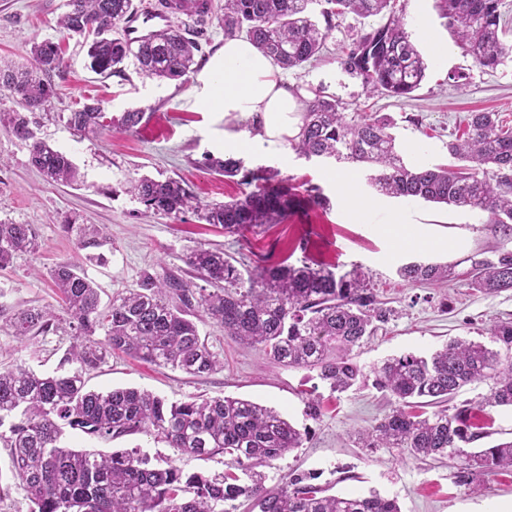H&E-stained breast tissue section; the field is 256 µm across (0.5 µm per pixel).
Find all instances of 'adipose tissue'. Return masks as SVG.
Segmentation results:
<instances>
[{"mask_svg": "<svg viewBox=\"0 0 512 512\" xmlns=\"http://www.w3.org/2000/svg\"><path fill=\"white\" fill-rule=\"evenodd\" d=\"M198 106L212 112L256 114L263 121L258 146L276 149L298 132L302 104L272 60L244 38L225 39L211 61Z\"/></svg>", "mask_w": 512, "mask_h": 512, "instance_id": "adipose-tissue-1", "label": "adipose tissue"}]
</instances>
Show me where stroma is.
<instances>
[{"mask_svg": "<svg viewBox=\"0 0 512 512\" xmlns=\"http://www.w3.org/2000/svg\"><path fill=\"white\" fill-rule=\"evenodd\" d=\"M66 2L0 0V68L26 63L33 43L49 39L62 47L63 64L52 76L55 95L46 109L33 114V128L39 138L66 152L79 172L77 184L71 186L46 182L31 164L30 142L0 123V222L34 224L39 229L37 251L18 256L10 268L0 271V300L10 311L59 305L47 271L62 261H80L81 252L59 229L66 216L76 214L81 223L104 226L112 239L107 264L85 267L105 302L133 287L146 269L189 276L183 258L200 244L224 249L238 259L255 252L276 260L281 256L276 241L281 238L295 246L291 263L332 264L343 271L360 266L378 298L396 311L384 330L353 349V360L365 368L391 356L432 353L458 336L487 342L485 328L490 322L512 318V290L488 294L459 279L408 285L397 275L400 266L413 261L447 263L463 272L471 260L492 257L499 236L487 216L381 195L368 185L363 167L335 169L300 158L287 145L275 151L236 149L247 167H268L293 177L295 183L318 185L331 200L329 209L290 213L247 242L200 223L191 213L173 218L147 210L126 192L131 181L145 175L183 180L204 203L228 201L243 191L236 181L199 165L204 154L224 156L225 141L251 137L249 130L235 127L233 117L195 104V91L208 64L224 44L218 22L224 0H211L202 26L190 19L185 22L199 47L198 69L185 83L145 79L131 65L121 77L92 72L84 39L59 30ZM405 20L412 41L429 62L427 77L413 98L366 96L360 82L342 70L339 57L356 25L350 15L335 20L316 61L284 71L283 77L302 89L324 85L348 111L365 104L370 111L391 117L405 158L415 164L449 163V134L467 113L496 112L512 126L511 60L488 71L463 55L442 27L435 0H408ZM456 71L467 74L465 86L449 81V73ZM89 99L100 100L109 119L130 109L143 110L145 117L132 133L107 129L95 137L74 135L64 117ZM342 175L350 179L360 207H353L344 194L338 182ZM199 330L223 358L220 370L195 377L116 353L91 371L90 386L133 387L170 401L229 396L276 408L308 437L301 448L266 469L269 487L291 473L310 474L328 493L375 491L396 499L401 512H512V475L484 477L475 492L455 484L452 460H416L395 448L361 447L357 432L376 424L393 405L372 386L357 384L335 392L315 373L269 363L262 352L225 336L212 324H200ZM70 343V336L57 332L19 345L0 317V369L23 361L36 371L53 372ZM311 398L321 404L319 417L307 413ZM72 443L102 451L137 448L152 462L169 458L186 472L210 477H221L225 471L223 456L182 455L152 434L112 443L76 436Z\"/></svg>", "mask_w": 512, "mask_h": 512, "instance_id": "35a3bbf8", "label": "stroma"}]
</instances>
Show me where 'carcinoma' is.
Instances as JSON below:
<instances>
[{
  "label": "carcinoma",
  "instance_id": "obj_1",
  "mask_svg": "<svg viewBox=\"0 0 512 512\" xmlns=\"http://www.w3.org/2000/svg\"><path fill=\"white\" fill-rule=\"evenodd\" d=\"M437 2L442 25L456 36L463 55L488 70L512 58V41L505 40L512 26L501 11L503 0ZM67 6L59 25L70 35L93 36L88 56L99 75L119 76L130 61L143 77L158 80L181 79L197 67L198 46L178 25L154 31L137 46L125 36H111L128 22L133 0H68ZM403 8L398 0H224L220 23L224 36H246L282 69L291 70L318 57L333 20L351 14L359 29L340 58L344 71L359 78L370 94L409 98L425 80L428 63L404 27ZM372 17L379 18L377 25H365ZM30 53V65L0 71V87L22 106L7 121L17 137L32 141L31 162L46 180L71 184L76 165L37 138L29 119L54 96L50 76L62 65L61 48L42 41ZM307 92L299 131L288 139L299 157L368 165L370 185L390 197L486 213L498 228L500 246L494 258L472 261L464 280L487 294L512 289V129H503L497 113H470L462 133L448 141V154L457 164L429 167L404 159L389 118L361 112L349 119L343 103L323 87L310 86ZM104 118L99 104L85 103L68 113L66 125L97 135L106 127ZM143 118L142 110L131 109L113 126L133 132ZM201 167L238 176L250 191L203 204L176 179L143 177L128 193L156 214L176 217L190 211L241 239L263 232L306 202L330 205L319 186L304 183L298 191L277 171L250 169L241 158L207 154ZM60 228L88 261H104L98 249L110 239L102 227L69 221ZM38 239L34 224L0 222V270L36 249ZM184 262L214 289H193L175 274L160 279L145 270L136 287L104 305L86 271L62 261L48 276L64 316L50 306H33L8 318L20 341L54 333L62 323L72 336L51 374L23 363L0 371V428L8 426L0 431V441L9 449L12 477L25 490L30 512H227L224 504L240 498L251 503V512H400L396 500L376 493L329 495L310 483L311 475H288L266 487L263 469L307 439V432L272 407L226 396L169 402L136 388L104 392L88 386L90 372L116 352L192 376L216 371L223 360L201 337L200 322L224 329V335L260 349L276 364L317 372L334 391L372 382L397 406L361 433L365 448H397L415 459H454L455 482L469 487L485 474L512 472V440L466 450L487 437L491 417L476 424L469 404L454 403L463 387L487 383L481 408H512V320L495 321L487 329L494 349L457 338L429 356L389 357L367 370L350 351L375 335L395 310L377 298L360 268L339 273L264 257L244 274L224 250L203 245L189 249ZM452 275L453 266L438 263L410 262L398 270L408 284ZM419 403L436 411L429 416L411 412ZM68 432L104 442L154 434L186 455L228 456L227 471L220 480L209 479L186 474L171 462L153 465L137 448L76 450L65 442Z\"/></svg>",
  "mask_w": 512,
  "mask_h": 512
}]
</instances>
